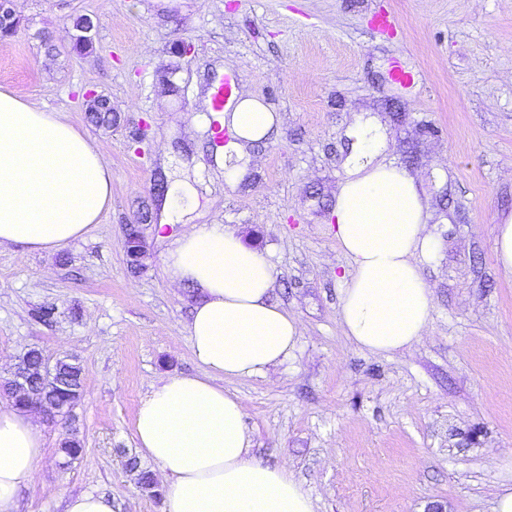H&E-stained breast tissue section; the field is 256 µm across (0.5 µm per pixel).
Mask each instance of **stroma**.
Returning a JSON list of instances; mask_svg holds the SVG:
<instances>
[{"mask_svg": "<svg viewBox=\"0 0 512 512\" xmlns=\"http://www.w3.org/2000/svg\"><path fill=\"white\" fill-rule=\"evenodd\" d=\"M397 36L371 31L379 7ZM17 36L0 44V90L58 113L91 139L112 173L98 224L51 252L0 247V379L37 348L84 370L70 424L41 419L45 454L17 512H65L93 492L113 512H163L137 483L138 406L172 374L195 375L187 324L198 296L163 271L171 243L221 224L274 272L272 299L301 323L282 363L225 381L241 400L253 452L287 464L315 512H494L512 484V276L495 227L512 216V0H15ZM97 21L75 49L73 20ZM193 45L181 55L182 44ZM412 74L394 80V66ZM239 90L279 119L246 148L242 177L214 163L210 85ZM179 89L162 91L163 80ZM112 103V127L87 118L86 95ZM377 120L385 162L421 183L436 239L420 260L434 308L425 340L392 354L357 348L339 305L350 261L328 214L344 177L347 130ZM189 181L197 204L162 224L155 182ZM148 256L127 263L142 213ZM82 453L64 460L67 434Z\"/></svg>", "mask_w": 512, "mask_h": 512, "instance_id": "1", "label": "stroma"}]
</instances>
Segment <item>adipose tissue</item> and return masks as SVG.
Wrapping results in <instances>:
<instances>
[{"instance_id": "ef3b65f1", "label": "adipose tissue", "mask_w": 512, "mask_h": 512, "mask_svg": "<svg viewBox=\"0 0 512 512\" xmlns=\"http://www.w3.org/2000/svg\"><path fill=\"white\" fill-rule=\"evenodd\" d=\"M230 139L216 146L224 176L242 175L246 145L278 128L274 112L250 94L220 118ZM332 210L339 250L352 270L339 306L345 336L388 354L420 342L433 309L419 258L437 245L426 231L427 206L404 168L379 162L387 141L372 121L351 132ZM111 197V170L88 138L52 112L0 91V246L51 251L87 234ZM164 272L175 287L198 289L187 327L203 375H171L141 400L134 433L145 457L166 475L165 512H315L287 466L252 453L245 408L223 380L264 373L296 348V316L270 299L273 268L221 224H197L167 250ZM45 454L32 409L0 400V512H15Z\"/></svg>"}]
</instances>
